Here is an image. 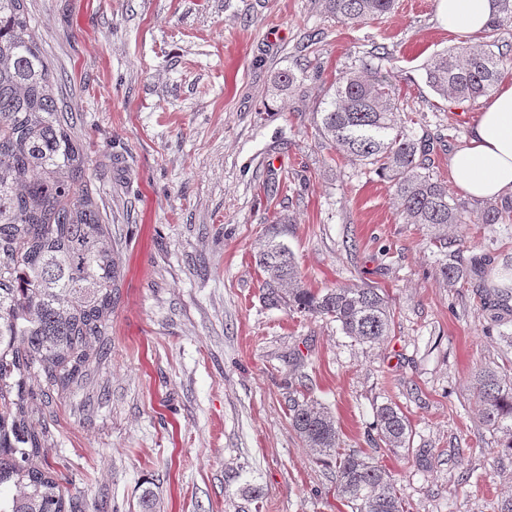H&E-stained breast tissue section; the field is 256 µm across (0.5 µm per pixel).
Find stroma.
Returning <instances> with one entry per match:
<instances>
[{
  "label": "stroma",
  "instance_id": "1",
  "mask_svg": "<svg viewBox=\"0 0 512 512\" xmlns=\"http://www.w3.org/2000/svg\"><path fill=\"white\" fill-rule=\"evenodd\" d=\"M60 111L88 154L86 179L122 259L112 318L79 383L47 389L36 418L45 460L79 512H351L336 468L289 424L309 391L342 448L373 454L407 512H491L512 493V460L475 414L474 374L512 360V315L492 325L479 284L512 288V223L461 224L466 265L439 280V251L405 223L388 182L319 139L323 87L374 45L391 52L406 116L450 180L449 158L486 99H440L422 65L454 46L437 0H397L352 28L323 0H27ZM317 31L319 40L306 36ZM319 72L306 96L274 95L281 71ZM293 219L287 242L306 287L367 281L390 298L380 346L336 322L261 301L253 244ZM409 418L412 453L374 451L377 407ZM451 260L448 262L446 255V259L438 263L439 265L435 271L438 278L446 282L448 286H453L461 281L469 280L474 273L472 268L464 267L461 264L454 262L455 260H452V262Z\"/></svg>",
  "mask_w": 512,
  "mask_h": 512
}]
</instances>
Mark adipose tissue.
Masks as SVG:
<instances>
[{
  "label": "adipose tissue",
  "instance_id": "obj_1",
  "mask_svg": "<svg viewBox=\"0 0 512 512\" xmlns=\"http://www.w3.org/2000/svg\"><path fill=\"white\" fill-rule=\"evenodd\" d=\"M498 10V0H438L445 26L463 35L481 33ZM449 166L455 186L472 198L512 197V84L497 90Z\"/></svg>",
  "mask_w": 512,
  "mask_h": 512
}]
</instances>
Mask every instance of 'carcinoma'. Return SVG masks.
Listing matches in <instances>:
<instances>
[{
  "instance_id": "1",
  "label": "carcinoma",
  "mask_w": 512,
  "mask_h": 512,
  "mask_svg": "<svg viewBox=\"0 0 512 512\" xmlns=\"http://www.w3.org/2000/svg\"><path fill=\"white\" fill-rule=\"evenodd\" d=\"M330 19L359 26L394 11L396 0H323ZM501 8L482 42H462L431 56L425 82L441 98L474 101L495 88L512 53L497 31L512 26V0ZM329 84L315 127L354 166L383 175L408 224L437 230L465 224L467 210L431 169L430 144L409 133L402 118L396 76L382 62L389 53ZM307 71L284 70L274 92L305 94ZM87 156L73 119L57 109L53 75L29 21L27 0H0V512H76L60 477L42 462L45 431L32 422L35 370L51 387L64 389L83 377L106 336L117 288L119 260L85 179ZM487 201L480 224H504ZM287 217L266 225L253 250L261 272L263 302L307 317L329 318L359 342L390 336L388 296L367 284L307 288L285 237ZM473 270L442 260L439 279L453 286ZM483 306L510 312L509 293L480 295ZM479 422L501 434L512 455V372L484 369L474 375ZM294 432L317 460L336 461V487L351 512H405L397 488L374 458L340 447L336 419L315 398L291 400ZM378 440L410 450L413 429L392 405L377 408Z\"/></svg>"
}]
</instances>
